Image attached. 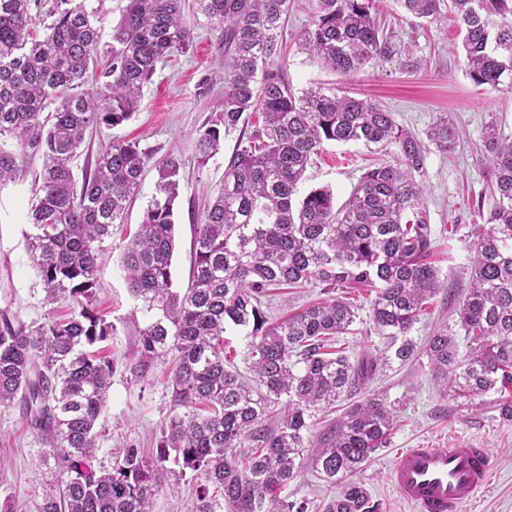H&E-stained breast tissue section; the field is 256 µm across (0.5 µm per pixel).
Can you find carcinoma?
<instances>
[{"label":"carcinoma","instance_id":"1","mask_svg":"<svg viewBox=\"0 0 512 512\" xmlns=\"http://www.w3.org/2000/svg\"><path fill=\"white\" fill-rule=\"evenodd\" d=\"M105 2L0 0V187L16 178L26 153L42 156L27 212L29 257L44 303L73 306L65 318L32 326L0 310V406L21 407L58 473L38 512H153L164 471L177 481L190 476L192 512H308L307 502L284 495L306 468L340 486L324 512H375L355 476L388 443L394 417L387 402L365 396L316 444L307 437L309 419L350 399L392 359L418 354L407 334L440 286L427 262L422 177L431 149L456 148L454 125L440 117L420 139L369 99L321 87L294 92L274 60L288 0H195L196 12L224 30L229 55L223 109L198 133V164L219 153L224 133L244 114H258L262 125L224 161L223 184L194 225L188 285L175 288L181 160L114 144L80 182L72 161L88 129L120 125L139 110L157 66L187 52L193 31L185 0H127L105 42ZM376 2L317 0L301 49L346 77L383 63L416 68L380 28ZM395 2L430 24L443 18L445 0ZM450 3L466 75L512 93V0ZM99 48L103 64L93 56ZM92 66L98 83L86 93L80 87ZM329 142L379 145L388 155L363 173L340 208L328 188L298 196L311 158ZM484 148L492 204L486 221L474 225L472 286L454 325L436 330L423 350L444 387L467 402L498 384L512 386V140L491 122ZM150 163L155 195L121 257L143 317L129 370L144 380L157 360L171 358L170 409L155 449L129 444L111 468L96 469V426L118 367L86 351L116 333L96 310L98 259L112 228L125 223ZM309 282L329 299L269 322L267 297ZM362 287L376 289V330L401 339L392 356L353 360L326 351L358 319L355 306L334 292ZM229 326L249 329L248 377L229 366Z\"/></svg>","mask_w":512,"mask_h":512}]
</instances>
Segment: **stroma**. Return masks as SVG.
<instances>
[{
    "mask_svg": "<svg viewBox=\"0 0 512 512\" xmlns=\"http://www.w3.org/2000/svg\"><path fill=\"white\" fill-rule=\"evenodd\" d=\"M316 0H290L282 33L278 60L295 90L334 87L354 96L368 97L387 107L397 124L424 133L438 117L451 119L458 132L454 151H431L426 159L425 208L432 233V260L439 270L440 290L427 304L409 333L417 346L443 322L453 321L468 293L474 257L472 228L481 223L477 210L488 198V155L483 140L489 121H496L503 136L512 138V94L474 86L466 76L461 38L453 21L429 25L406 15L394 2L383 0L379 23L384 32L395 35L420 69L405 72L380 66L345 81L322 68L301 51L298 40L308 26ZM193 44L158 68L144 87L140 108L122 125L90 130L73 161L75 175L93 164L106 147L138 142L154 149L157 156L173 155L182 162L180 194L175 203L176 249L172 275L176 287L189 280L194 226L202 219L203 206L224 178V157L230 154L251 124L239 125L226 133L219 155L206 165L195 158L197 133L223 108L224 32L201 16L190 17ZM383 156L378 147L361 144H325L304 174L301 191L330 189L336 204H344L367 165ZM43 165L41 156L23 160L24 174L16 182L0 187V308L10 307L16 320L39 324L48 316L62 317L68 304L48 309L32 266L25 235L30 227L27 212L31 186ZM156 172L148 170L134 197L125 223L115 225L105 242L97 277L101 315L116 327L110 340L101 343L103 354L115 358L119 367L112 378L107 412L98 427L96 465L111 466L123 445L131 443L152 450L160 426L169 411L167 375L169 362L154 366L147 381L131 376L125 363L136 336L132 323L135 300L121 267L126 237L135 232L155 192ZM373 289L351 293L359 317L351 334L338 337L337 348L349 356L386 348L390 340L378 335L371 318ZM322 287L307 283L276 293L267 304L270 322L288 313L325 300ZM369 388L389 404L395 420L387 447L379 449L358 473L377 512H414L400 498L389 479L396 456L407 448L447 447L463 443L489 449L494 458L493 473L462 512H512V420L499 410L500 395L489 391L472 404L446 394L425 355L401 363L392 362L370 382ZM53 464L43 460V446L28 429L19 406L0 407V512H36L43 487L53 479ZM336 489L312 470L302 471L289 483V500L306 501L309 512H323Z\"/></svg>",
    "mask_w": 512,
    "mask_h": 512,
    "instance_id": "1",
    "label": "stroma"
}]
</instances>
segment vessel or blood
I'll list each match as a JSON object with an SVG mask.
<instances>
[{
    "instance_id": "vessel-or-blood-1",
    "label": "vessel or blood",
    "mask_w": 512,
    "mask_h": 512,
    "mask_svg": "<svg viewBox=\"0 0 512 512\" xmlns=\"http://www.w3.org/2000/svg\"><path fill=\"white\" fill-rule=\"evenodd\" d=\"M492 469L484 448H408L394 462L390 481L416 512H461Z\"/></svg>"
}]
</instances>
